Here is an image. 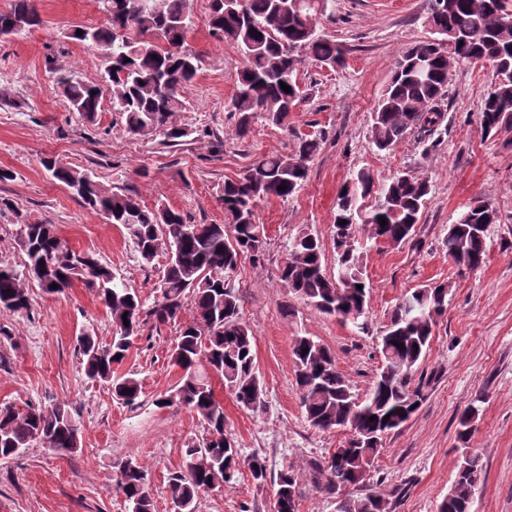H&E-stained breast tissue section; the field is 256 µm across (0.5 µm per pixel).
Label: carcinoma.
I'll return each instance as SVG.
<instances>
[{"label":"carcinoma","mask_w":512,"mask_h":512,"mask_svg":"<svg viewBox=\"0 0 512 512\" xmlns=\"http://www.w3.org/2000/svg\"><path fill=\"white\" fill-rule=\"evenodd\" d=\"M102 2L109 25L84 28L80 36L72 34V38L103 52L101 84L59 77L69 106L94 121L104 86L111 94L112 111L125 119L129 135L160 136L168 143L191 135L177 121L178 113L185 109L183 94L202 63L186 46L189 0ZM276 2L243 0L229 10L225 0H211L212 35L233 42L244 59L231 101L241 138L259 118L288 127L290 113L298 111L307 99L297 74L300 53L323 65L343 63L341 44L316 28V19L326 13L329 0H296L286 9L277 8ZM10 14L30 28L40 24L32 0H15ZM510 16L508 0H427L425 23L432 37L410 46L396 61L372 114L371 148L389 151L409 134L419 135L423 142L429 139L430 147H435L434 135L442 134L450 56L458 67L479 61L493 65L499 81L483 100L480 126L489 136L511 125L512 25L505 23ZM283 83L291 92L281 88ZM320 150L319 137H299L292 153L265 155L239 176L225 179L222 224H196L163 204L146 208L132 195L104 186L84 170L53 157L42 160L52 178L76 188L84 204L123 227L144 263L149 265L159 255L166 256L154 299H144L96 254L71 249L52 225L39 221L19 225L17 236L27 257L25 267L44 261L42 276L37 279L42 290L61 293L81 282L95 290L110 313L109 344L101 345L89 332L78 339L89 379L111 384L113 394L128 405L138 403L142 393L139 380L114 375L113 366L126 357L146 323L175 324L185 306L192 308V320L180 324L171 350L172 362L182 370V377L173 393L155 400L160 407L178 404L192 410L208 433L206 438L186 443L181 467L167 478V491L181 512H195L202 492L232 485L243 467L257 484L267 481L265 461L256 456L241 457L234 441L224 436V404L215 396L213 379H218L240 406L252 412L265 409L266 387L255 365L254 336L242 316L241 298L231 277L241 257L254 262L264 257L267 235L256 215L257 203L296 196L307 179L308 163ZM281 185L286 189H279ZM431 192L427 177L409 171L398 173L377 189L369 169L357 170L336 195L332 224L336 273L329 275L323 269L320 238L302 228L290 240L287 257L279 267L281 282L305 304L366 331L364 240L394 246L413 240ZM371 196L374 204L367 208L364 200ZM380 216L386 225L380 224ZM497 219L496 210L488 204L478 202L467 207L448 225L444 237L448 256L468 271L480 268L486 256L488 227ZM26 280L25 272L0 266V307L28 309ZM54 283L58 288L52 290ZM447 306L448 288L444 284L425 285L403 296L377 337L381 366L363 400L354 396L337 372L328 348L310 336L295 337V381L306 420L319 430L343 427L350 431L348 440L316 467L324 477L321 489L340 497L338 512H389L384 497L361 492L366 486L365 468L375 467L385 436L410 419L416 412L413 405L423 401V383H413V375L430 348L436 317ZM478 416L479 409L473 406L461 415L458 435L462 442H467ZM78 434L64 402L24 409L0 406V458L14 457L39 440L53 451L72 453L79 445ZM484 479L480 456L464 449L439 512H470V488ZM115 482L125 496L128 512H154L145 469L137 458L118 464ZM298 484L295 471L279 473L276 494L281 512H296Z\"/></svg>","instance_id":"obj_1"}]
</instances>
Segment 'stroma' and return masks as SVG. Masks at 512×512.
<instances>
[{
    "label": "stroma",
    "mask_w": 512,
    "mask_h": 512,
    "mask_svg": "<svg viewBox=\"0 0 512 512\" xmlns=\"http://www.w3.org/2000/svg\"><path fill=\"white\" fill-rule=\"evenodd\" d=\"M34 4L40 25L0 38V170L12 173L11 180L0 181V198L12 203L0 211L1 264L23 269L18 226L45 221L73 250L96 253L128 286L153 298L164 257L144 265L122 227L107 223L52 179L43 158L85 170L146 207L164 204L195 223L220 224L225 179L262 156L290 152L297 136L325 139L295 197L257 204L266 226L265 260L256 266L241 259L232 277L254 335L266 408L254 413L223 387L215 392L224 404L225 435L242 456L265 460L267 480L256 485L249 471H242L233 487L202 492L197 512H268L276 477L287 468L301 476L297 512H336L335 497L314 481V466L328 459L349 431H321L307 422L295 383L294 339L307 335L329 348L353 393L365 397L380 366L376 338L395 305L409 290L436 284L447 285L448 307L414 374L424 383L425 397L411 419L384 439L368 487L392 512H437L466 444L478 450L486 471L471 512H512V126L487 137L479 123L482 101L498 81L494 68L478 63L452 69L444 103L448 133L432 151L413 135L390 151H375L369 144L371 114L400 54L428 35L426 2L332 0L317 29L342 45L343 65L332 69L304 57L298 75L308 98L288 129L259 119L241 138L230 106L242 56L234 44L211 35L210 0H193L187 44L203 63L178 115L192 134L169 147L158 137L127 134L110 97H102L90 123L61 94L58 74L100 79V51L69 37L78 26L107 25L100 0ZM361 168L370 169L380 185L402 170L428 176L432 185L413 241L377 244L364 252L370 284L365 334L305 305L279 279L288 241L303 227L320 237L323 267L334 272L336 194ZM478 201L495 208L498 220L488 228L484 264L467 272L449 257L442 240L457 214ZM27 288L28 310L0 309V404L68 403L79 447L60 454L35 443L0 459V512H126L114 466L128 457L147 470L155 512H174L167 477L179 468L186 442L206 435L193 411L155 404L181 376L171 360L179 324L145 325L115 366L116 374L135 375L142 384L139 404L128 406L115 400L109 384L84 374L78 336L92 330L104 344L112 336L111 316L96 292L79 282L53 295L33 280ZM471 406L479 408V420L463 444L459 418Z\"/></svg>",
    "instance_id": "obj_1"
}]
</instances>
